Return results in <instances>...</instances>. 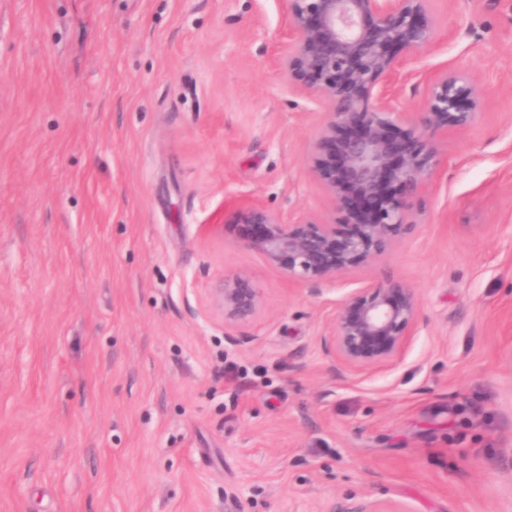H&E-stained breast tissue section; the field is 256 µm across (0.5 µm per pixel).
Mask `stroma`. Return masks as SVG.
I'll return each instance as SVG.
<instances>
[{
    "label": "stroma",
    "instance_id": "1",
    "mask_svg": "<svg viewBox=\"0 0 512 512\" xmlns=\"http://www.w3.org/2000/svg\"><path fill=\"white\" fill-rule=\"evenodd\" d=\"M429 77L473 73L411 230L319 291L237 211L334 223L309 172L325 105L278 60L285 0H0V512H512V0H433ZM247 276L225 325L207 291ZM415 291L380 371L321 340L367 282ZM260 292L242 274L222 276L208 294L210 310L224 318V324L244 325L252 321L261 308Z\"/></svg>",
    "mask_w": 512,
    "mask_h": 512
}]
</instances>
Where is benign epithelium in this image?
<instances>
[{"label": "benign epithelium", "mask_w": 512, "mask_h": 512, "mask_svg": "<svg viewBox=\"0 0 512 512\" xmlns=\"http://www.w3.org/2000/svg\"><path fill=\"white\" fill-rule=\"evenodd\" d=\"M289 50L280 67L298 90L328 107L310 151V171L333 199L338 221L285 224L259 203L235 218L244 247L288 280L334 282L377 261L408 226L413 201L440 164L439 130L477 119L484 87L455 70L437 72L416 117L404 123L390 86L403 65L433 47L431 0H287ZM260 292L242 274L224 276L208 294L228 325L252 321ZM413 288L399 280L367 283L345 302L322 344L346 368L393 365L418 328ZM328 512H408L395 502L333 506Z\"/></svg>", "instance_id": "benign-epithelium-1"}]
</instances>
